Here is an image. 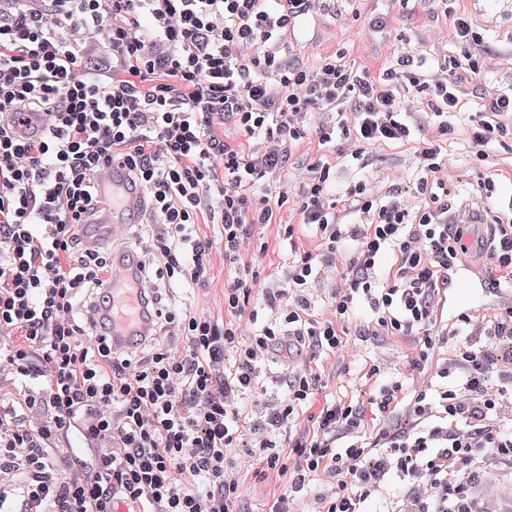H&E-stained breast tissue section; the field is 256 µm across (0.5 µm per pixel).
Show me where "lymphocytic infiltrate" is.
<instances>
[{"label":"lymphocytic infiltrate","mask_w":512,"mask_h":512,"mask_svg":"<svg viewBox=\"0 0 512 512\" xmlns=\"http://www.w3.org/2000/svg\"><path fill=\"white\" fill-rule=\"evenodd\" d=\"M317 0H13L0 7V371L25 381L22 407L42 411L32 426L0 417V512H116L118 503L147 512H237L243 493L235 452L254 458L262 475L286 480L270 512L317 476L331 489L321 512H365L391 477L403 493L394 512H476L477 486L493 498L512 489V300L484 319L460 314L462 337L444 362L427 369L444 341L431 332L448 265L472 247L463 225L448 221L443 150L461 110L458 84L478 66L468 47V18L449 30L460 54L437 70L401 58L373 76L334 54L309 64L279 47ZM100 34L106 55L82 38ZM430 112L435 133L418 147L422 176L414 192L380 195L362 184L331 200L330 163L309 164L294 195L257 196L265 177L280 175L288 151L308 135L320 145L340 132L354 145L406 144L416 126L406 100ZM332 111L335 130L307 124ZM512 92L492 94L489 109L468 115L480 158L512 134L500 121ZM261 141L247 149L219 137L216 124ZM127 178L101 190L97 175L112 159ZM141 189L160 226L153 248L167 274L199 281L211 241L199 224L224 229V318L189 313L182 341L145 363L112 354V325L93 342L78 308L107 304L112 260L84 241L82 230L103 207ZM209 193L210 206L201 195ZM291 204L296 224L313 226L318 245L288 256L286 279L265 298L280 326L247 335L242 317L260 273L245 259L253 228L275 223ZM368 216L348 223L349 214ZM296 224L283 227L293 237ZM354 255L335 282L330 262L345 245ZM396 257L386 278L376 265ZM486 257L492 287L512 280V218L495 219ZM330 285L326 317L312 318L309 294ZM365 300L373 335L421 340L395 382L356 399L318 402L322 380L312 360L336 356L341 378L352 352L350 312ZM309 359L287 368L286 403L264 423L237 404L255 387L258 362L280 348ZM307 409L287 454L270 438ZM381 416L369 426L368 415ZM76 430L96 466L62 474L57 441ZM17 474L19 484L4 483Z\"/></svg>","instance_id":"f902f5d3"}]
</instances>
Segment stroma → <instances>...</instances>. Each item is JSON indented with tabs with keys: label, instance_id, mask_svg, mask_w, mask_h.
Returning <instances> with one entry per match:
<instances>
[{
	"label": "stroma",
	"instance_id": "35a3bbf8",
	"mask_svg": "<svg viewBox=\"0 0 512 512\" xmlns=\"http://www.w3.org/2000/svg\"><path fill=\"white\" fill-rule=\"evenodd\" d=\"M455 7L472 23L476 39L470 50L480 69L460 86L462 109L482 112L488 107L490 94L512 90V0H457ZM450 23L443 0H322L316 13L304 20L302 30L287 37L284 46L310 63L339 52L354 70L373 74L394 66L401 56L422 58L434 66L458 52L448 41ZM454 126L443 157L448 169L449 210L476 204L494 214L506 208L512 202V140L493 143L488 150L490 159L484 162L470 144L465 120L455 119ZM319 158L336 164V181L329 191L336 200L342 198L348 186L359 182L384 193L395 187L413 186L421 175L416 149L411 145L379 146L362 160H339L332 152H320L316 140L304 139L293 148L283 180L289 187H298L307 175L308 163ZM489 173L496 187L492 200L485 201L478 195L479 183ZM290 219L289 210L284 208L276 224L254 231L250 249L264 277L285 278L291 246L310 248L315 243L314 230L309 226L296 228L293 238L279 236V224ZM155 231L152 216L145 212L136 224L105 230L101 246L114 257L133 252L144 255L147 264L157 269L162 267V260L147 251ZM200 231L212 243L204 279L191 284L166 275L155 277L154 282L172 315L202 310L220 319L224 316V282L233 277L234 271L224 264L222 226L204 224ZM511 294L512 287L491 288L476 273L458 270L450 275L442 295L436 328L448 330L463 311L477 317L490 315L501 298ZM411 350L407 342L383 336L357 341L356 352L348 360V373L340 382H329L322 390L323 397L330 401L357 397L359 390L375 385L368 376L372 365L389 366ZM285 373L286 360L281 354L259 363L255 369L256 390L240 400V409L252 420H264L266 404L286 397Z\"/></svg>",
	"mask_w": 512,
	"mask_h": 512
}]
</instances>
